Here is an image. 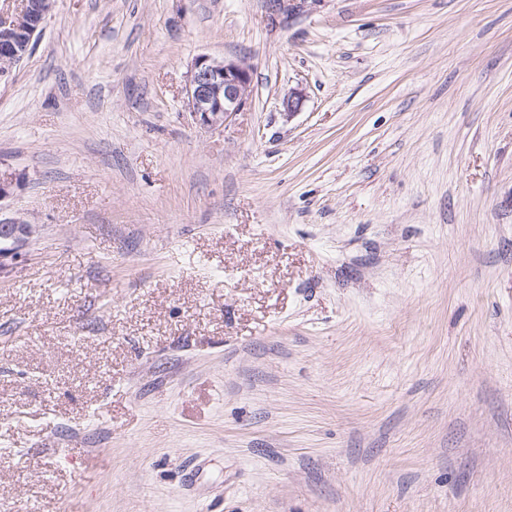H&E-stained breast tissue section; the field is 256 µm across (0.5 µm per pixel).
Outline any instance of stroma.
I'll return each instance as SVG.
<instances>
[{
    "instance_id": "stroma-1",
    "label": "stroma",
    "mask_w": 512,
    "mask_h": 512,
    "mask_svg": "<svg viewBox=\"0 0 512 512\" xmlns=\"http://www.w3.org/2000/svg\"><path fill=\"white\" fill-rule=\"evenodd\" d=\"M0 170V512H512V0H56ZM250 92V68L244 61L205 54L193 59L186 98L188 113L200 126L224 125L243 109ZM25 177L20 173H6L0 170V274H8L22 261L33 241L39 236L41 227L24 217L14 214L4 217L5 202L23 184Z\"/></svg>"
}]
</instances>
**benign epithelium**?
Listing matches in <instances>:
<instances>
[{"instance_id": "7a95c632", "label": "benign epithelium", "mask_w": 512, "mask_h": 512, "mask_svg": "<svg viewBox=\"0 0 512 512\" xmlns=\"http://www.w3.org/2000/svg\"><path fill=\"white\" fill-rule=\"evenodd\" d=\"M12 15H0V81L9 78L12 68L31 50L54 0H19ZM251 92L249 66L242 60H218L196 56L191 64L186 98L189 114L202 127L222 125L241 111ZM25 180L20 173L0 171V274L11 272L22 261L41 225L14 214L4 216L3 202Z\"/></svg>"}]
</instances>
